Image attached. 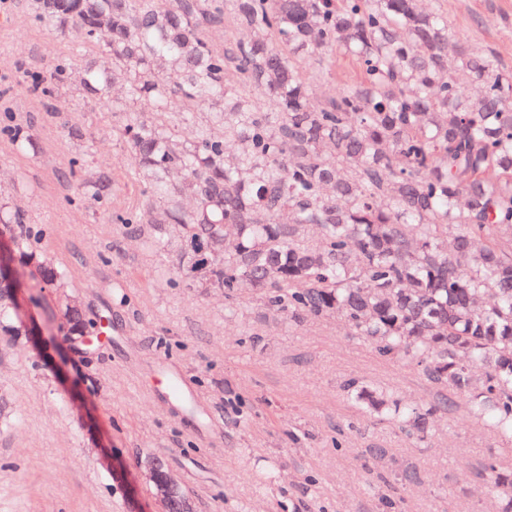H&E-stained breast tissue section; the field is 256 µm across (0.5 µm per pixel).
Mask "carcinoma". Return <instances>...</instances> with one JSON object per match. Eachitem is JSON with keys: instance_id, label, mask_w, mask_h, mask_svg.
Segmentation results:
<instances>
[{"instance_id": "carcinoma-1", "label": "carcinoma", "mask_w": 512, "mask_h": 512, "mask_svg": "<svg viewBox=\"0 0 512 512\" xmlns=\"http://www.w3.org/2000/svg\"><path fill=\"white\" fill-rule=\"evenodd\" d=\"M33 9L35 20L98 48L81 78L89 103L119 79L143 102L123 137L149 201L117 220L178 226L183 287L262 292L294 319L335 314L512 438L511 70L461 44L448 56V18L419 0H34ZM226 9L252 35L221 49L205 31L224 23ZM338 48L357 57L360 85L313 107L299 60L322 62ZM229 69L268 111L224 84ZM69 70L62 59L50 80H24L50 98ZM221 98L212 125L224 134L201 130L188 147L144 117ZM0 133L25 150L13 113L0 118ZM173 170L183 182L171 192ZM83 187L97 200L112 194L104 176ZM182 193L195 198L193 210L179 207ZM310 224L320 228L318 247L304 242ZM8 250L43 285L63 279L27 232L16 230ZM14 287L0 281V328L20 336ZM76 303L63 296L69 335L110 330ZM347 388L416 434L440 409ZM163 504L194 512L181 488Z\"/></svg>"}]
</instances>
